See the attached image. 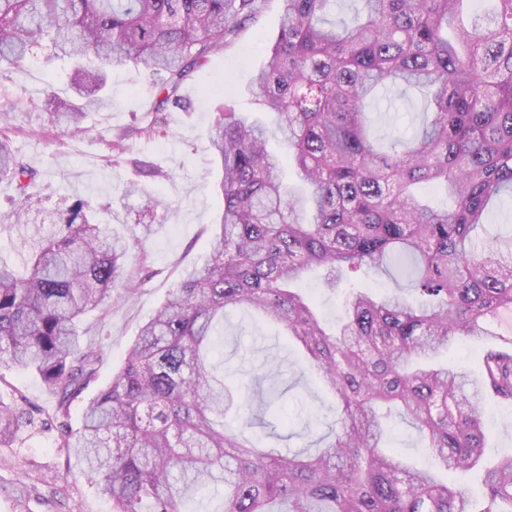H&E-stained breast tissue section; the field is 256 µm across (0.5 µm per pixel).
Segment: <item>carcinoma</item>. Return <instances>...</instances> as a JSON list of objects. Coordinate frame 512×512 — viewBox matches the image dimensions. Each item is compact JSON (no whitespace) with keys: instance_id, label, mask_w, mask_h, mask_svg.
<instances>
[{"instance_id":"cac0c4a2","label":"carcinoma","mask_w":512,"mask_h":512,"mask_svg":"<svg viewBox=\"0 0 512 512\" xmlns=\"http://www.w3.org/2000/svg\"><path fill=\"white\" fill-rule=\"evenodd\" d=\"M364 19L338 30L336 0H283L267 64L253 77L274 126L231 108L209 136L222 169L224 210L201 265L187 269L138 331L112 381L85 401L98 351L79 324L133 286L125 261L137 237L106 233L81 198H65L20 274L0 264V367L38 374L55 397L62 447L79 473L112 500V512H185L207 482L224 484L221 512H512V449L489 461L488 402L512 404V238L486 241L490 202L512 193V0H361ZM261 0H0V64L74 66L71 104L57 119L73 134L90 111L112 108L113 64L155 77L143 132L168 125L181 85L227 37L255 18ZM421 90L429 124L380 150L368 113L377 90ZM0 113V182L17 192L15 223H29L36 172L14 148ZM288 147L300 189L284 184ZM445 190L430 206L423 189ZM317 273L347 288L335 326L298 285ZM399 274L379 296L366 278ZM262 313L303 351L337 401L339 429L315 453L262 449L245 432L264 426L275 386L254 412L250 383L226 384L209 354L218 319ZM483 344L480 376L437 356ZM83 403L81 422H69ZM416 426L435 466L386 451L388 421ZM34 425L29 403L0 400V446ZM481 473L471 497L440 474Z\"/></svg>"}]
</instances>
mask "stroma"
Here are the masks:
<instances>
[{"label":"stroma","instance_id":"35a3bbf8","mask_svg":"<svg viewBox=\"0 0 512 512\" xmlns=\"http://www.w3.org/2000/svg\"><path fill=\"white\" fill-rule=\"evenodd\" d=\"M282 0H262L257 17L246 22L224 49L212 52L181 86V108L173 110L164 134L136 135L154 97L152 78L142 69L113 67L107 91L112 108L91 113L86 132L63 134L52 122L57 101L70 96L72 64L41 58L6 69L0 79V111L13 113L20 132L14 145L36 170L33 215L53 212L60 196L82 198L104 227L125 237H142L126 271L136 288L120 307L92 312L80 330L83 346L101 354L96 387L106 386L124 361L139 327L163 302L182 273L202 263L224 209L218 190L222 170L214 161L208 137L225 103L250 117H260L251 76L266 65L269 48L280 27ZM424 97L416 90L390 87L371 115L374 140L387 143L392 129H422ZM129 139H121L123 131ZM122 142L125 160L113 163V145ZM141 184L165 201V208L147 211L139 196L128 195L130 184ZM14 189L0 183V260L23 269L31 248L29 229L10 223ZM229 382L292 366L285 376L288 390L277 420L264 431V441L279 452L315 451L337 418L335 401L316 382L300 355L289 348L274 324L240 309L224 320V340L211 356ZM0 395L25 396L41 414L42 423L27 430L20 442L0 447V512H112L111 503L79 474L67 471L66 451L54 426L44 418L54 403L41 378L28 371L0 368ZM391 449L406 462L421 466L429 457L419 431L402 419L387 428Z\"/></svg>","mask_w":512,"mask_h":512}]
</instances>
